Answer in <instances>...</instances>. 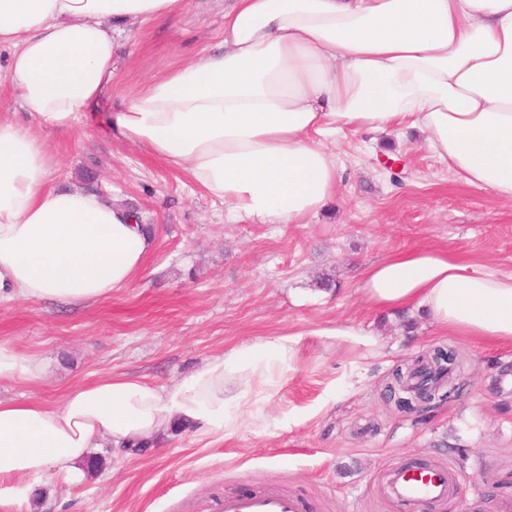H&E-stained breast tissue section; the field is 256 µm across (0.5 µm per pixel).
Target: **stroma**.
Listing matches in <instances>:
<instances>
[{
	"label": "stroma",
	"mask_w": 512,
	"mask_h": 512,
	"mask_svg": "<svg viewBox=\"0 0 512 512\" xmlns=\"http://www.w3.org/2000/svg\"><path fill=\"white\" fill-rule=\"evenodd\" d=\"M225 0H187L178 17L113 23L112 88L73 129L45 135L64 187H109L137 209L154 246L130 287L84 307L0 305V343L40 360L39 380L0 381V399L60 404L109 375L172 386L211 356L278 335L297 341L279 393L232 435L177 426L153 447L102 459L80 487L0 500V512H218L225 494L268 486L314 512H401L384 473L406 462L453 464L472 490L439 512H500L512 498V344L437 335L420 312L369 307L362 266L419 246L512 272V204L465 184L419 130L349 133L336 198L305 224L232 222L224 206L106 120L139 84L198 60L224 28ZM370 330L380 355L331 336ZM451 347L462 364L451 399L399 412L392 371Z\"/></svg>",
	"instance_id": "35a3bbf8"
}]
</instances>
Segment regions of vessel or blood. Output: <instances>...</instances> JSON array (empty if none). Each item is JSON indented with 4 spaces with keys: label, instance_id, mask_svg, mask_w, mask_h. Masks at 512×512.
<instances>
[{
    "label": "vessel or blood",
    "instance_id": "vessel-or-blood-1",
    "mask_svg": "<svg viewBox=\"0 0 512 512\" xmlns=\"http://www.w3.org/2000/svg\"><path fill=\"white\" fill-rule=\"evenodd\" d=\"M464 479L448 465L418 466L407 464L388 470L383 484L387 493L398 503L421 512L422 508H437L459 497ZM305 500L278 488H265L249 493L225 495L221 512H306Z\"/></svg>",
    "mask_w": 512,
    "mask_h": 512
}]
</instances>
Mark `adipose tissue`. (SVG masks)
<instances>
[{"mask_svg":"<svg viewBox=\"0 0 512 512\" xmlns=\"http://www.w3.org/2000/svg\"><path fill=\"white\" fill-rule=\"evenodd\" d=\"M186 0H0L7 75L38 126L0 120V302L88 305L129 287L153 248L128 209L56 186L42 134L72 128L112 84L110 21L180 14ZM419 129L467 184L512 202V0H229L221 40L142 82L112 134L222 201L229 218L302 224L332 201L346 131ZM366 303L421 311L436 333L512 343V272L419 247L366 265ZM296 341L258 339L171 387L112 376L60 405L0 400V499L87 482L175 426L233 434L277 392Z\"/></svg>","mask_w":512,"mask_h":512,"instance_id":"adipose-tissue-1","label":"adipose tissue"}]
</instances>
